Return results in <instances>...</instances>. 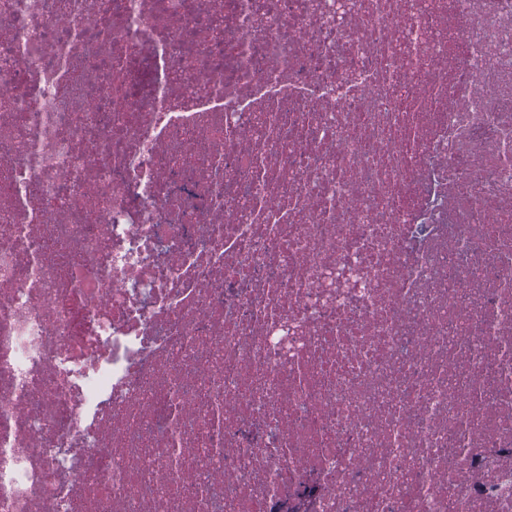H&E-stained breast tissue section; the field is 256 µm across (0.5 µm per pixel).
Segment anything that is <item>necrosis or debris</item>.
<instances>
[{
    "label": "necrosis or debris",
    "mask_w": 512,
    "mask_h": 512,
    "mask_svg": "<svg viewBox=\"0 0 512 512\" xmlns=\"http://www.w3.org/2000/svg\"><path fill=\"white\" fill-rule=\"evenodd\" d=\"M0 0V512H512V0Z\"/></svg>",
    "instance_id": "obj_1"
}]
</instances>
